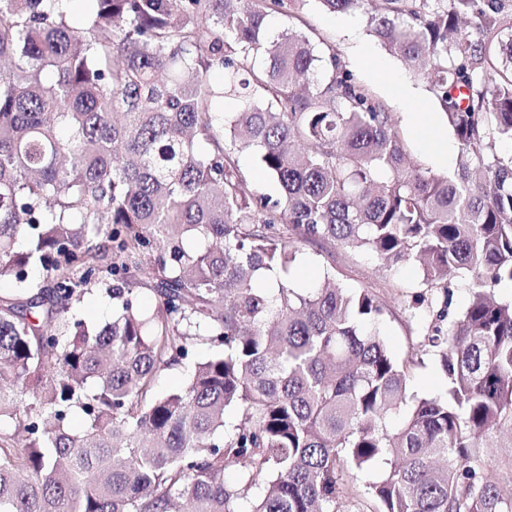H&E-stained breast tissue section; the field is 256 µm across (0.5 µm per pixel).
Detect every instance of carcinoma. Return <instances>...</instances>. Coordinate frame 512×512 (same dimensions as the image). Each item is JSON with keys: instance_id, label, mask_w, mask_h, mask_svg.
<instances>
[{"instance_id": "1", "label": "carcinoma", "mask_w": 512, "mask_h": 512, "mask_svg": "<svg viewBox=\"0 0 512 512\" xmlns=\"http://www.w3.org/2000/svg\"><path fill=\"white\" fill-rule=\"evenodd\" d=\"M61 2L0 0V512H240L257 486L251 512H349L380 462L376 512H512L484 464L512 428V0H320L428 83L451 175L409 164L332 47L269 33L294 0H87L79 23ZM253 148L275 200L248 190ZM328 243L417 271L410 357L445 394L408 395L374 294L294 286ZM108 281L91 328L71 302ZM208 354L205 344H198L194 350V359L185 360L182 363L162 371L156 378L153 386V394L162 396L171 391L183 387L191 374L193 363ZM375 472L365 473L356 483L354 491L349 495L348 501L351 505L349 510L369 512L374 509L373 501L367 493V484L374 478Z\"/></svg>"}]
</instances>
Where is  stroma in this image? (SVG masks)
<instances>
[{
    "instance_id": "stroma-1",
    "label": "stroma",
    "mask_w": 512,
    "mask_h": 512,
    "mask_svg": "<svg viewBox=\"0 0 512 512\" xmlns=\"http://www.w3.org/2000/svg\"><path fill=\"white\" fill-rule=\"evenodd\" d=\"M295 14L311 29L315 39L331 45L356 79L387 105L395 127L407 145L411 161L441 172V165L430 158L407 114L414 104H425L433 114L437 134L450 142L455 136L439 114L437 101L428 85L370 32L365 15L358 11L331 13L324 9L320 0H297ZM377 65L385 69L387 80H380L375 75L373 68ZM396 82L406 86L408 99H401L394 93L392 85ZM330 267L346 284L369 290L384 303L387 313L380 324V332L398 358H405L410 348L419 345L422 312L412 307L417 281L413 268L390 270L365 252L309 245L302 252L293 280L299 287H314L324 269Z\"/></svg>"
}]
</instances>
